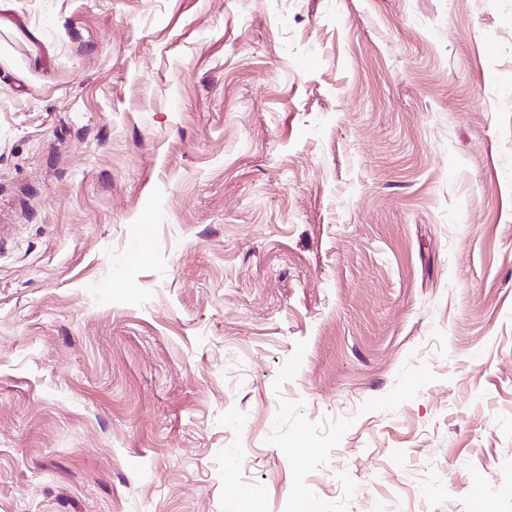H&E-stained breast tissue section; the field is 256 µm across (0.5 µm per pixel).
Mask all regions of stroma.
<instances>
[{
  "label": "stroma",
  "mask_w": 512,
  "mask_h": 512,
  "mask_svg": "<svg viewBox=\"0 0 512 512\" xmlns=\"http://www.w3.org/2000/svg\"><path fill=\"white\" fill-rule=\"evenodd\" d=\"M9 2L0 512H512V0Z\"/></svg>",
  "instance_id": "obj_1"
}]
</instances>
